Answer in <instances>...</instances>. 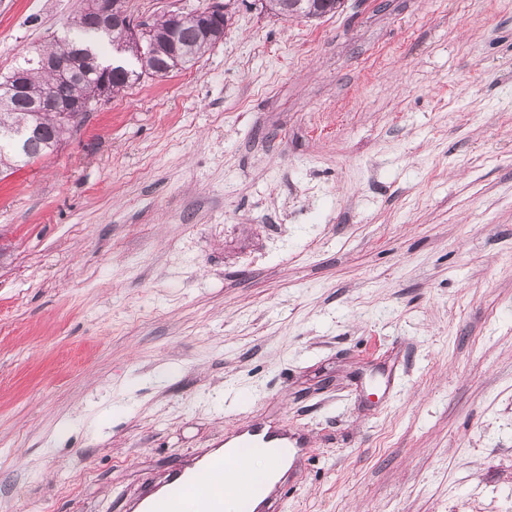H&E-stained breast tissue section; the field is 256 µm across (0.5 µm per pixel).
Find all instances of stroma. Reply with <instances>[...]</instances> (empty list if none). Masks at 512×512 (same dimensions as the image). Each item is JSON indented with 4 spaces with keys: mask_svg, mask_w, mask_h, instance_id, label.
Segmentation results:
<instances>
[{
    "mask_svg": "<svg viewBox=\"0 0 512 512\" xmlns=\"http://www.w3.org/2000/svg\"><path fill=\"white\" fill-rule=\"evenodd\" d=\"M80 0H0V73ZM0 178V512H130L252 422L275 512H512V0H232ZM262 8L281 18H320L334 14L343 5V0H263Z\"/></svg>",
    "mask_w": 512,
    "mask_h": 512,
    "instance_id": "obj_1",
    "label": "stroma"
}]
</instances>
